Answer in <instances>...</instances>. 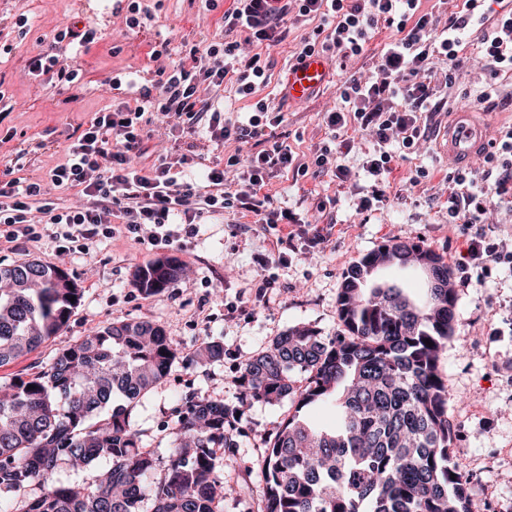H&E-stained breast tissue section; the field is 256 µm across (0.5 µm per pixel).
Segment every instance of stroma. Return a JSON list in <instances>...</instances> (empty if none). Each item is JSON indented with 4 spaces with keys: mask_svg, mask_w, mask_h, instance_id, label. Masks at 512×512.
<instances>
[{
    "mask_svg": "<svg viewBox=\"0 0 512 512\" xmlns=\"http://www.w3.org/2000/svg\"><path fill=\"white\" fill-rule=\"evenodd\" d=\"M119 3L0 0V41L13 46L9 55L0 57V86L12 105L11 111L0 113V157L16 159L20 177H44L63 162L73 129L116 98L112 76L122 73L138 84H151L158 68L169 64L168 58L150 57L159 41L169 39L176 52L186 53L224 40L220 11H206L202 0H144L152 18L134 31L127 28ZM22 15L29 18L23 36L15 25ZM72 23L103 34L98 44L80 54L67 43L57 46L61 58L84 71L82 84L66 92L47 77L25 75L27 59L45 49L57 29ZM312 29L309 22L292 27L286 43L260 49L268 75L261 94L281 105L284 113L275 139L306 163L329 138L326 112L341 104L337 75L305 102L281 99L280 85L292 54ZM489 82L496 92L493 102H478ZM441 96L446 106L433 116L423 149L394 162L385 198L371 210L357 208L360 197L372 191L363 164L377 144L368 132H351V150L338 156L350 171L346 182L328 175L272 173L267 189L282 207L308 224L331 227L329 241L315 248L289 238L287 225L257 224L232 210L206 218L196 236L164 251L137 243L118 229L111 237L88 240L82 252H61L59 240L45 225L36 241L15 244L0 239L1 265L38 260L65 269L82 290L68 324L37 351L0 367V382L36 373L57 351L93 329L127 319L156 323L175 344L177 359L133 412L145 432L144 446L168 448L175 432L172 411L186 391H199L229 407L242 406L238 446L224 457V480L241 485L244 492L226 498L223 512H261L263 444L278 431L288 407L241 404V361L264 351L296 325L336 336L341 331L336 299L343 272L384 241L421 242L444 257L458 297L455 334L438 364L448 385V412L456 431L451 456L472 479L473 512H512V272L494 264L470 280L462 279L458 262L467 239L448 224L443 183L448 159L440 150L444 130L463 105L473 106L481 119L490 121L493 133L512 128V77L490 80L484 61L474 54ZM142 149L137 160L141 166L151 165L160 154L188 152L203 168L237 151L248 154L255 145L222 144L201 133L184 136L160 127L144 140ZM415 177L420 180L416 186L411 183ZM161 257L185 265V276L153 295L140 293L132 285L135 273ZM205 337L223 343V361L193 363L194 350Z\"/></svg>",
    "mask_w": 512,
    "mask_h": 512,
    "instance_id": "obj_1",
    "label": "stroma"
}]
</instances>
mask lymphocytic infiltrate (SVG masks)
<instances>
[{
    "label": "lymphocytic infiltrate",
    "mask_w": 512,
    "mask_h": 512,
    "mask_svg": "<svg viewBox=\"0 0 512 512\" xmlns=\"http://www.w3.org/2000/svg\"><path fill=\"white\" fill-rule=\"evenodd\" d=\"M418 2L233 0L221 10L228 41L190 49L178 62L159 69L152 86L141 88L140 104L122 102L93 113L74 131L64 162L46 180L24 181L12 166H5L0 171V227H6L9 241L17 242L36 237L37 225L51 224L60 227L63 240L77 245L111 234L117 218L128 237L164 250L196 235L205 217L227 209L252 215L260 224L293 223V215L266 191L269 172L289 169L304 176L312 171L346 181L349 172L330 146L319 147L311 162L302 163L276 141L244 158L231 154L197 179L189 176L185 155L157 156L146 170L132 162L153 113L171 129L188 134L206 123L212 139L227 142L257 140L278 127L284 120L280 108L256 97L268 77L253 48L287 41L292 18L316 23L295 51V61L319 54L331 66L361 55L378 24L396 30L395 39L379 51L372 76H349L340 87V107L325 116L332 139L357 127L369 131L379 146L363 164L375 190L361 197L358 207L370 209L384 198L380 186L397 151L415 153L426 141L427 115L444 107L439 91L451 87L469 45H476L491 78L512 72V8L489 12L486 0H464L459 14L444 21L419 11ZM477 25L482 32L474 39L470 31ZM101 38L96 29L65 26L54 35L53 47L28 59L27 73L50 76L65 90L73 88L83 72L64 64L55 45L65 42L84 52ZM227 80L236 83L238 95L254 97L249 116L227 117L223 103L202 98V86L219 87ZM445 183L448 221L458 225L468 242L462 270H482L494 263L512 271V242L490 237L485 229L493 202L512 204V128L492 142L482 170L451 171ZM53 186L77 190L85 204L61 206L50 195Z\"/></svg>",
    "instance_id": "lymphocytic-infiltrate-1"
}]
</instances>
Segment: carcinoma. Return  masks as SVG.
Returning a JSON list of instances; mask_svg holds the SVG:
<instances>
[{
	"label": "carcinoma",
	"instance_id": "carcinoma-1",
	"mask_svg": "<svg viewBox=\"0 0 512 512\" xmlns=\"http://www.w3.org/2000/svg\"><path fill=\"white\" fill-rule=\"evenodd\" d=\"M410 266L429 268L441 287L414 301L395 284H371L374 269ZM183 273L159 259L132 285L150 295ZM450 280L430 248L388 240L343 274L341 333L325 339L294 326L241 363L243 400L294 407L265 450L264 512H472L469 481L449 454L455 431L437 367L457 322ZM80 299L58 267L0 266V366L57 335ZM176 358L161 326L124 320L58 351L38 374L0 385V512H138L145 501L152 512H223L236 492L224 484V452L237 447L234 409L194 390L181 395L165 462L143 446L133 419ZM194 358L220 362L224 346L203 338ZM311 404L329 406L334 424L312 426L301 415ZM65 466L92 471V481L60 482Z\"/></svg>",
	"mask_w": 512,
	"mask_h": 512
}]
</instances>
